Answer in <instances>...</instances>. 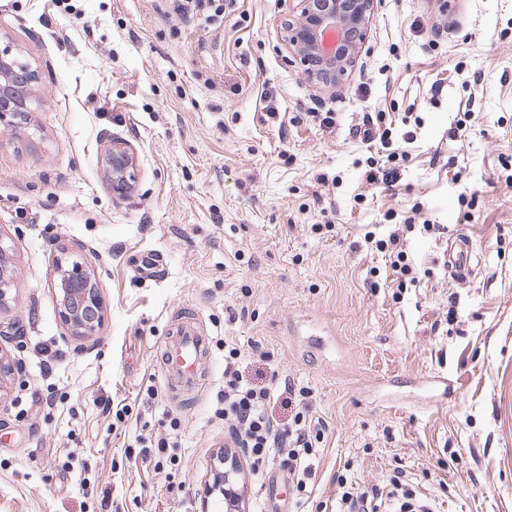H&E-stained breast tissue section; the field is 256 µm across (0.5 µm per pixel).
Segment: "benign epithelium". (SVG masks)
<instances>
[{
  "mask_svg": "<svg viewBox=\"0 0 512 512\" xmlns=\"http://www.w3.org/2000/svg\"><path fill=\"white\" fill-rule=\"evenodd\" d=\"M376 0H296L288 18L281 21L280 34L302 66L305 78L316 88H336L357 62L366 38L367 25ZM13 48L0 47V130L13 131L27 122L31 112V88L37 74L12 55ZM105 154L112 194L127 198L137 181L131 150L110 144ZM57 304L71 335L89 339L103 321L99 288L78 263L58 267ZM11 269L0 245V302L10 288ZM214 467L212 491L224 496L225 512H245L243 463L220 455Z\"/></svg>",
  "mask_w": 512,
  "mask_h": 512,
  "instance_id": "7a95c632",
  "label": "benign epithelium"
}]
</instances>
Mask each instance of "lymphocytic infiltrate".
I'll use <instances>...</instances> for the list:
<instances>
[{
  "instance_id": "1",
  "label": "lymphocytic infiltrate",
  "mask_w": 512,
  "mask_h": 512,
  "mask_svg": "<svg viewBox=\"0 0 512 512\" xmlns=\"http://www.w3.org/2000/svg\"><path fill=\"white\" fill-rule=\"evenodd\" d=\"M239 349L224 347V417L228 436L234 447L242 449L252 460L255 473H262L270 460H280L298 489H305L312 475L314 454L312 423L303 413H296L288 424L280 426L268 417L266 407L276 389L256 388L240 376L237 362ZM339 512H388L390 502L400 508L411 507L417 491L402 468H395L385 484L367 489L354 487L346 477H339Z\"/></svg>"
}]
</instances>
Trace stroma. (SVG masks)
Masks as SVG:
<instances>
[{
  "label": "stroma",
  "mask_w": 512,
  "mask_h": 512,
  "mask_svg": "<svg viewBox=\"0 0 512 512\" xmlns=\"http://www.w3.org/2000/svg\"><path fill=\"white\" fill-rule=\"evenodd\" d=\"M287 15L224 0L205 31L165 0H0V41L39 74L29 122L0 133V350L19 368L0 386V512H224L206 488L228 341L252 381L307 388L322 423L306 492L272 495L270 461L248 512H336L337 476L368 488L398 466L434 512H512V0H377L332 95L291 62ZM367 114L411 135L389 189L364 176ZM111 139L136 162L124 199ZM394 231L408 288L364 240ZM453 233L473 276L448 272ZM146 253L153 280L133 270ZM75 262L103 301L91 340L56 302ZM188 310L210 353L176 396L157 353ZM105 154L108 164V179L112 187V194L118 198H127L137 181L136 167L133 153L127 146L110 144Z\"/></svg>",
  "instance_id": "35a3bbf8"
}]
</instances>
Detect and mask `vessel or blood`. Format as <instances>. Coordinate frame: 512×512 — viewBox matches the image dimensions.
<instances>
[{
  "mask_svg": "<svg viewBox=\"0 0 512 512\" xmlns=\"http://www.w3.org/2000/svg\"><path fill=\"white\" fill-rule=\"evenodd\" d=\"M472 243L462 235L448 240V268L451 274L465 277L472 272ZM208 352V339L185 326L178 330L174 340L166 343L162 356L164 378L168 386L191 390L200 389L198 375L200 361Z\"/></svg>",
  "mask_w": 512,
  "mask_h": 512,
  "instance_id": "1",
  "label": "vessel or blood"
}]
</instances>
